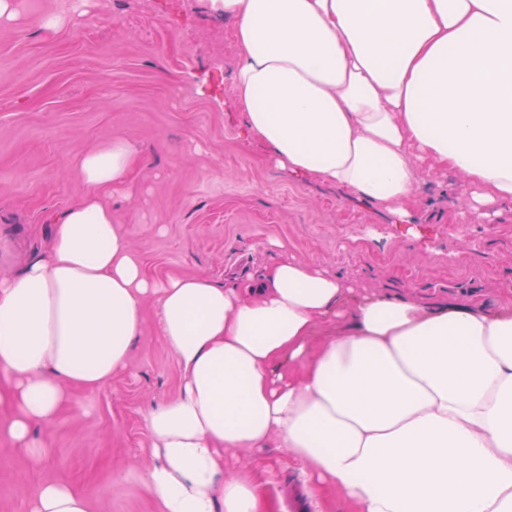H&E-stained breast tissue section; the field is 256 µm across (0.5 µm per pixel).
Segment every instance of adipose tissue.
I'll return each mask as SVG.
<instances>
[{"mask_svg": "<svg viewBox=\"0 0 512 512\" xmlns=\"http://www.w3.org/2000/svg\"><path fill=\"white\" fill-rule=\"evenodd\" d=\"M209 2L235 22L236 105L279 166L399 215L419 162L512 204V0ZM133 166L121 140L83 154L49 249L0 277V437L45 458L35 429L127 368L150 297L181 370L144 414L161 512H269L260 468L224 469L272 441L356 512H512V300L356 301L288 257L242 288L150 280L112 222ZM92 509L59 475L23 512Z\"/></svg>", "mask_w": 512, "mask_h": 512, "instance_id": "adipose-tissue-1", "label": "adipose tissue"}]
</instances>
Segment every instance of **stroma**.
<instances>
[{
    "label": "stroma",
    "instance_id": "1",
    "mask_svg": "<svg viewBox=\"0 0 512 512\" xmlns=\"http://www.w3.org/2000/svg\"><path fill=\"white\" fill-rule=\"evenodd\" d=\"M0 23V276L48 242L53 216L84 190L79 156L126 140L140 164L112 221L146 275H202L225 286L263 276L281 256L321 266L356 295L497 305L512 286V205L471 208L456 173L417 170L406 216L314 177L276 168L235 104V23L208 0H14ZM62 18L44 29L47 17ZM180 369L156 334L152 305L126 371L36 429L34 462L0 439V512H18L39 481L64 475L95 512H159L144 484L147 407L176 396ZM263 461L274 512H354L313 494L268 445L226 458Z\"/></svg>",
    "mask_w": 512,
    "mask_h": 512
}]
</instances>
